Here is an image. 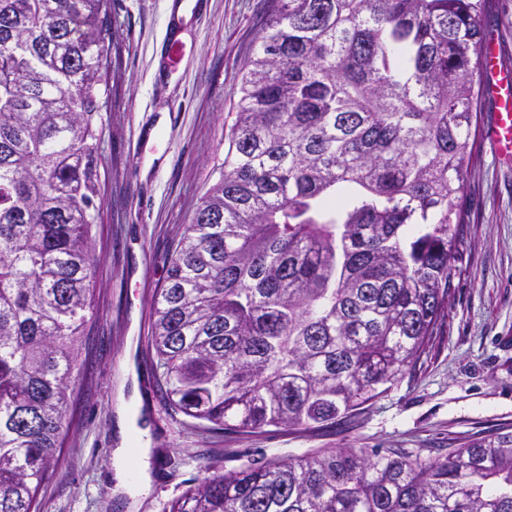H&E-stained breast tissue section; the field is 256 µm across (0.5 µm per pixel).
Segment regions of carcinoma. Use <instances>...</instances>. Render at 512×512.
I'll list each match as a JSON object with an SVG mask.
<instances>
[{
	"label": "carcinoma",
	"instance_id": "obj_1",
	"mask_svg": "<svg viewBox=\"0 0 512 512\" xmlns=\"http://www.w3.org/2000/svg\"><path fill=\"white\" fill-rule=\"evenodd\" d=\"M490 0H269L220 178L154 300L166 403L324 430L448 310ZM110 0H0V512H36L89 345ZM163 512H512V433L438 458L322 448Z\"/></svg>",
	"mask_w": 512,
	"mask_h": 512
}]
</instances>
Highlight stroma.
<instances>
[{
    "mask_svg": "<svg viewBox=\"0 0 512 512\" xmlns=\"http://www.w3.org/2000/svg\"><path fill=\"white\" fill-rule=\"evenodd\" d=\"M112 0L107 78L96 124L99 211L92 228L97 318L83 355L76 411L41 485L39 512H162L207 474L319 448H403L435 458L469 440L512 432V165L485 139L482 97L467 177L466 222L445 319L415 371L365 405L355 428L210 431L172 412L149 345L154 299L171 254L219 178L267 0ZM483 29L512 65V0H492ZM182 36L177 70L164 45ZM138 365L150 427L152 482L130 502L114 493L112 451L123 361Z\"/></svg>",
    "mask_w": 512,
    "mask_h": 512,
    "instance_id": "35a3bbf8",
    "label": "stroma"
}]
</instances>
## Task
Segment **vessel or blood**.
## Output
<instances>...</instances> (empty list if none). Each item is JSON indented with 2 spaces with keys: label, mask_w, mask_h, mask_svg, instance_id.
<instances>
[{
  "label": "vessel or blood",
  "mask_w": 512,
  "mask_h": 512,
  "mask_svg": "<svg viewBox=\"0 0 512 512\" xmlns=\"http://www.w3.org/2000/svg\"><path fill=\"white\" fill-rule=\"evenodd\" d=\"M481 53L494 101V110L488 125L489 139L496 155L512 163V68L502 62L493 38H485Z\"/></svg>",
  "instance_id": "b4317fda"
}]
</instances>
